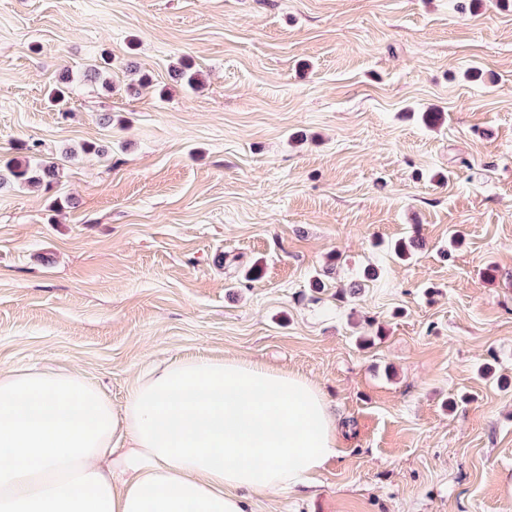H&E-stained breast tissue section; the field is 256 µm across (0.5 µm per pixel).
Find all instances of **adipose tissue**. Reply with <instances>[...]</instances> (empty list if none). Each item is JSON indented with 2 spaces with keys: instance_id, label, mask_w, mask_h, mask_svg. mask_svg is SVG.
Instances as JSON below:
<instances>
[{
  "instance_id": "1",
  "label": "adipose tissue",
  "mask_w": 512,
  "mask_h": 512,
  "mask_svg": "<svg viewBox=\"0 0 512 512\" xmlns=\"http://www.w3.org/2000/svg\"><path fill=\"white\" fill-rule=\"evenodd\" d=\"M306 377L240 358L173 359L122 408L79 376L0 371V512H251L339 454Z\"/></svg>"
}]
</instances>
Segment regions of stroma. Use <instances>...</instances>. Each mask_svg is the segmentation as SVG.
Returning a JSON list of instances; mask_svg holds the SVG:
<instances>
[{
  "label": "stroma",
  "mask_w": 512,
  "mask_h": 512,
  "mask_svg": "<svg viewBox=\"0 0 512 512\" xmlns=\"http://www.w3.org/2000/svg\"><path fill=\"white\" fill-rule=\"evenodd\" d=\"M30 146L78 155L0 190V369L119 408L159 363L256 360L348 432L252 512H512V0H0V158Z\"/></svg>",
  "instance_id": "obj_1"
}]
</instances>
